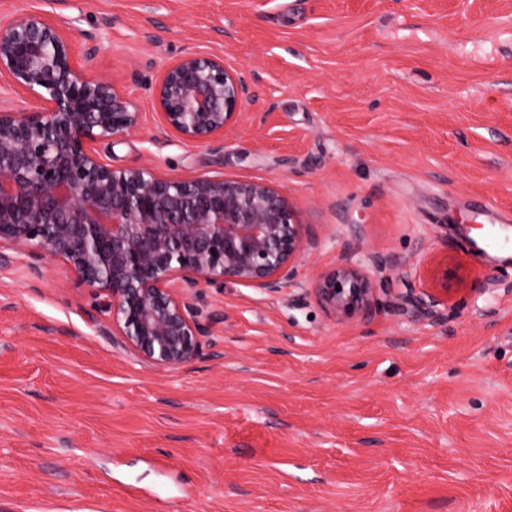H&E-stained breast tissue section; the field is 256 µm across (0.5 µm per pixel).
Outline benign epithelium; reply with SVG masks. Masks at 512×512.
I'll list each match as a JSON object with an SVG mask.
<instances>
[{
	"label": "benign epithelium",
	"instance_id": "7a95c632",
	"mask_svg": "<svg viewBox=\"0 0 512 512\" xmlns=\"http://www.w3.org/2000/svg\"><path fill=\"white\" fill-rule=\"evenodd\" d=\"M99 49L96 34L73 33L52 10L0 19V83L31 98L0 100V268L19 254L37 275L46 261L68 266L137 361L178 369L200 356L217 320L206 289L282 292L297 277L305 225L263 181L103 163L96 145L137 130L143 113L115 81L88 72ZM251 101L244 73L203 53L173 62L154 98L166 125L196 145L224 138ZM311 284L338 323L371 315L379 291L347 261ZM441 304L413 299L418 315Z\"/></svg>",
	"mask_w": 512,
	"mask_h": 512
}]
</instances>
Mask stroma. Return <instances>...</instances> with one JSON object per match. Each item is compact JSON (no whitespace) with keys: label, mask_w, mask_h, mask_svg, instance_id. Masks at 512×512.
I'll list each match as a JSON object with an SVG mask.
<instances>
[{"label":"stroma","mask_w":512,"mask_h":512,"mask_svg":"<svg viewBox=\"0 0 512 512\" xmlns=\"http://www.w3.org/2000/svg\"><path fill=\"white\" fill-rule=\"evenodd\" d=\"M145 118L116 168L269 182L371 317L228 283L198 359L144 365L69 269H0V512H512V0H54ZM189 52L253 100L185 143L153 89ZM442 301L421 319L403 297ZM311 284L315 297L338 323L348 317L371 315L372 302L380 290L377 280L367 270L347 261L329 273L315 274Z\"/></svg>","instance_id":"1"}]
</instances>
